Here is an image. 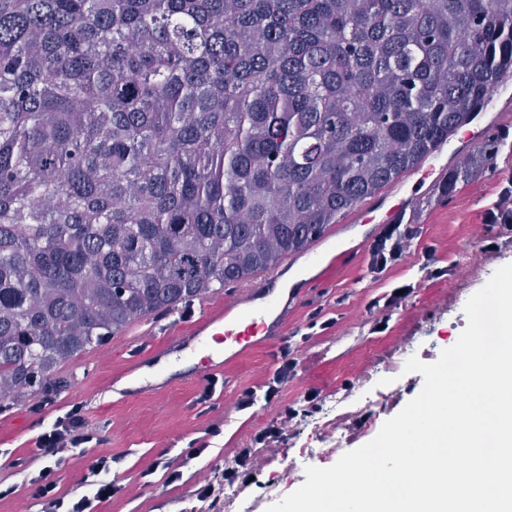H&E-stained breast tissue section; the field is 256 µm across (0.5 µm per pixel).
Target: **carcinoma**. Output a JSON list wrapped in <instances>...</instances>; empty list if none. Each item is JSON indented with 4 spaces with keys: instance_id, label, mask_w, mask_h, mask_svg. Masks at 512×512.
Returning a JSON list of instances; mask_svg holds the SVG:
<instances>
[{
    "instance_id": "obj_1",
    "label": "carcinoma",
    "mask_w": 512,
    "mask_h": 512,
    "mask_svg": "<svg viewBox=\"0 0 512 512\" xmlns=\"http://www.w3.org/2000/svg\"><path fill=\"white\" fill-rule=\"evenodd\" d=\"M508 77L512 0H0V407L277 268ZM502 156L507 125L431 202Z\"/></svg>"
}]
</instances>
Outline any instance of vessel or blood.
<instances>
[{"mask_svg":"<svg viewBox=\"0 0 512 512\" xmlns=\"http://www.w3.org/2000/svg\"><path fill=\"white\" fill-rule=\"evenodd\" d=\"M282 275L273 270L238 287L222 305H212L209 298L199 299L195 307L179 312L172 323L166 344L168 354L178 360H194L197 376L211 377L223 373L226 366L252 350L273 346L297 309L299 295L281 294L274 285ZM152 355L138 357L113 378L125 384V396H135L134 381H141L143 390L167 389L178 374L162 370L142 379L144 368L150 367Z\"/></svg>","mask_w":512,"mask_h":512,"instance_id":"1","label":"vessel or blood"}]
</instances>
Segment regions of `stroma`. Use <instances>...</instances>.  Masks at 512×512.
Masks as SVG:
<instances>
[{"label": "stroma", "mask_w": 512, "mask_h": 512, "mask_svg": "<svg viewBox=\"0 0 512 512\" xmlns=\"http://www.w3.org/2000/svg\"><path fill=\"white\" fill-rule=\"evenodd\" d=\"M501 170L507 161H500ZM486 175L459 185L448 206L428 205L431 179L421 170L404 174L398 188H385L372 197L376 218L412 198L419 233L402 260L382 273L370 272L368 251L354 252L312 287L303 289L295 314L278 345L246 354L225 368L223 382L206 403L198 397L205 385L186 375L174 387L120 398L109 390L110 380L129 359L128 345L142 351L162 348L164 337L148 335L149 321L129 326L110 342L111 353L95 348L58 364L67 389L57 395L46 414L32 411L30 400L0 412V448L13 455L31 456L38 435L48 431L58 411L76 402L78 395L93 396L84 417L89 429L105 428L101 444L90 453L122 456L115 477L123 490L103 503L100 512H182L188 505V486L173 487L143 474L161 448H182L210 424H224V436L192 464L204 473L224 464L251 445L252 437L287 406H300L316 393V412L295 418L285 426L286 438L258 449L261 465L257 479L241 478L234 489L253 498L260 486L276 483L289 474L291 488L306 480L305 460L297 458L294 442L321 448L331 435L341 434V452L372 440L385 421L395 416L424 385L417 372L389 370L388 365L409 357L431 363L451 347L467 325L466 301L481 289L501 266L512 263V232L489 225L486 208L498 197L502 177ZM326 326L308 329L311 313ZM307 334L303 343L294 338ZM296 344L292 358L295 374L272 404L257 401L238 410L236 400L245 390H262L280 364V349Z\"/></svg>", "instance_id": "35a3bbf8"}]
</instances>
